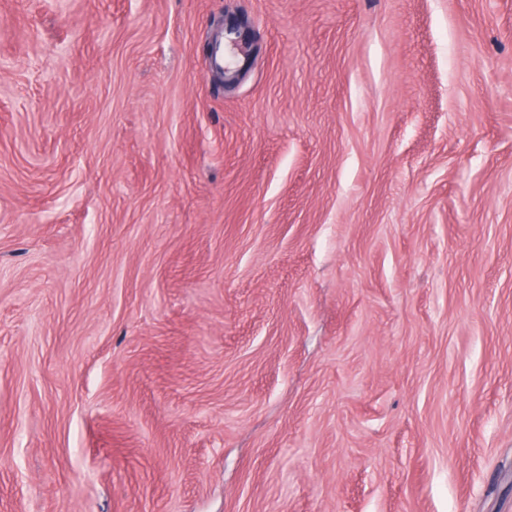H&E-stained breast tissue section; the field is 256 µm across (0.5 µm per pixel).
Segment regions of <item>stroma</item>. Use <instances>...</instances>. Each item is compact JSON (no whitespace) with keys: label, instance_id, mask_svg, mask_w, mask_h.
Segmentation results:
<instances>
[{"label":"stroma","instance_id":"1","mask_svg":"<svg viewBox=\"0 0 512 512\" xmlns=\"http://www.w3.org/2000/svg\"><path fill=\"white\" fill-rule=\"evenodd\" d=\"M0 512H512V0H0ZM225 37L228 41L240 46L245 62L236 70H229L224 68V85L233 84L236 79L242 75L245 69L249 66L250 57L252 55V37L248 26V22L245 19L231 16L225 23Z\"/></svg>","mask_w":512,"mask_h":512}]
</instances>
